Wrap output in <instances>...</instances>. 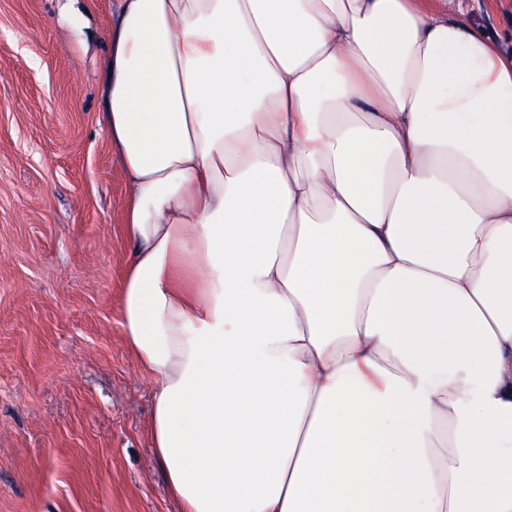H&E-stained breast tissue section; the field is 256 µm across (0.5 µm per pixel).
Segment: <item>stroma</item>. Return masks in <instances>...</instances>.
Masks as SVG:
<instances>
[{
	"label": "stroma",
	"instance_id": "1",
	"mask_svg": "<svg viewBox=\"0 0 512 512\" xmlns=\"http://www.w3.org/2000/svg\"><path fill=\"white\" fill-rule=\"evenodd\" d=\"M118 0H0V512H177L122 336L124 173L99 63ZM512 45V8L448 0Z\"/></svg>",
	"mask_w": 512,
	"mask_h": 512
}]
</instances>
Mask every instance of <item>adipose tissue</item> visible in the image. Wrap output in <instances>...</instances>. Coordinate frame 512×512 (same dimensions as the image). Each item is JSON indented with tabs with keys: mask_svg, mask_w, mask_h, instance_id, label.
Instances as JSON below:
<instances>
[{
	"mask_svg": "<svg viewBox=\"0 0 512 512\" xmlns=\"http://www.w3.org/2000/svg\"><path fill=\"white\" fill-rule=\"evenodd\" d=\"M100 69L179 512H512V51L443 0H120Z\"/></svg>",
	"mask_w": 512,
	"mask_h": 512,
	"instance_id": "adipose-tissue-1",
	"label": "adipose tissue"
}]
</instances>
